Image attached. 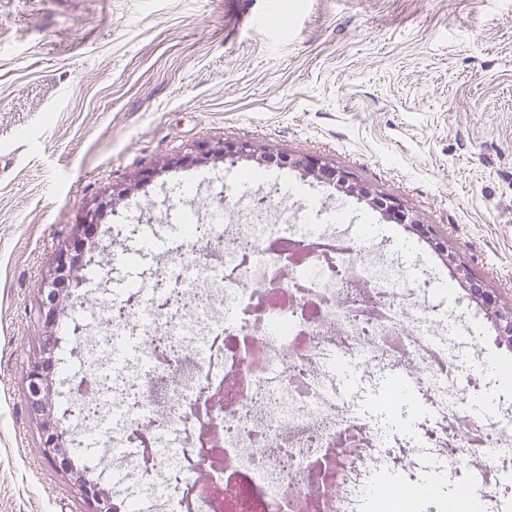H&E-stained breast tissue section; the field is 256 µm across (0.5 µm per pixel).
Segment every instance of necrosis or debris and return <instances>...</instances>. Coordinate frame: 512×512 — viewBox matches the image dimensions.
<instances>
[{"instance_id": "obj_1", "label": "necrosis or debris", "mask_w": 512, "mask_h": 512, "mask_svg": "<svg viewBox=\"0 0 512 512\" xmlns=\"http://www.w3.org/2000/svg\"><path fill=\"white\" fill-rule=\"evenodd\" d=\"M200 209L149 280L95 302L68 378L75 442L99 435L91 466L121 477L112 512H402L372 484L401 445L436 512L473 456L467 488L512 512V386L481 378L428 271L367 249L339 209L313 232L280 198L232 224Z\"/></svg>"}]
</instances>
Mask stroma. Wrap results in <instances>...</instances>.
Returning a JSON list of instances; mask_svg holds the SVG:
<instances>
[{"mask_svg":"<svg viewBox=\"0 0 512 512\" xmlns=\"http://www.w3.org/2000/svg\"><path fill=\"white\" fill-rule=\"evenodd\" d=\"M249 140L348 172L424 230L289 167L279 196L343 205L366 245L455 283L477 364L512 348L471 287L512 309V0H0V512H82L44 458L25 365L39 299L87 207L113 185L210 140ZM247 162L166 169L107 214L94 302L129 272L115 224H175L187 186L252 196Z\"/></svg>","mask_w":512,"mask_h":512,"instance_id":"obj_1","label":"stroma"}]
</instances>
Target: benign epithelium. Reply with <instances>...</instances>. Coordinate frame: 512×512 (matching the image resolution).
<instances>
[{
  "label": "benign epithelium",
  "instance_id": "obj_1",
  "mask_svg": "<svg viewBox=\"0 0 512 512\" xmlns=\"http://www.w3.org/2000/svg\"><path fill=\"white\" fill-rule=\"evenodd\" d=\"M273 156L263 147L249 141L228 142L224 140L208 141L197 145L194 149L177 158L175 164L180 166L206 165L230 162L235 164L241 160L251 161L263 167ZM282 160L300 169L307 178L318 182L336 184L343 192L364 200L373 208L385 209L402 223L412 224L420 229L424 224L417 218L401 209L396 202L381 198L366 187L350 181V175L327 167L318 158L311 155L282 157ZM171 163L146 169L138 174L137 179L130 183H121L112 187V197L104 201L93 211H87L70 242L61 249L56 266L49 280L47 292L41 295L39 312L44 327L51 330L69 307L72 306L71 284L84 257L88 245L95 243L101 227V218L106 209L116 210L126 203L145 183L158 177ZM49 344H44L39 354L28 364L25 384L28 402L35 419L40 423L42 432V453L46 459L54 463L62 472L69 471L67 466V434L59 431L53 411L48 401L41 397L43 388H51L52 371L49 370ZM71 486L79 492L84 512H100V504L105 492L88 482L78 479L70 480Z\"/></svg>",
  "mask_w": 512,
  "mask_h": 512
}]
</instances>
